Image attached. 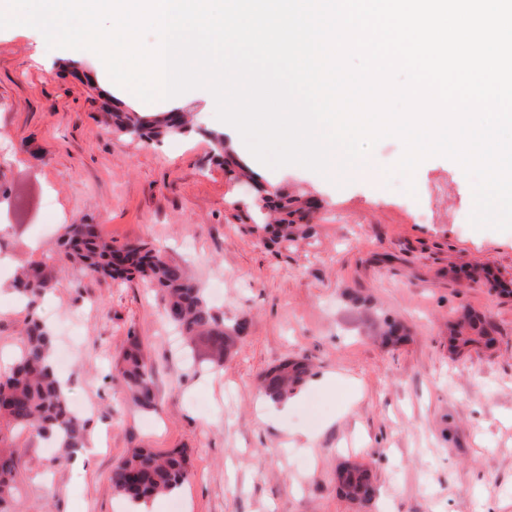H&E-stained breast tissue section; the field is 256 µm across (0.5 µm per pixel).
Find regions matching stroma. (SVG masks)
Instances as JSON below:
<instances>
[{
  "mask_svg": "<svg viewBox=\"0 0 512 512\" xmlns=\"http://www.w3.org/2000/svg\"><path fill=\"white\" fill-rule=\"evenodd\" d=\"M111 108L180 112L188 130L131 140L108 132ZM215 112L208 90L146 103L91 51L48 48L28 26L0 31V370L25 317L4 283L42 261L66 224L164 245L202 287L222 282L225 321H248L223 366L201 364L161 321V293L91 274L74 289L72 271L57 268L36 315L73 347L65 381L94 445L61 464L22 435L13 512H124L110 475L140 446L189 449L184 512H363L336 488L348 460L376 473L370 512H512V231L471 225L472 183L453 160L426 159L412 194L383 175L403 154L395 138L369 155L375 180L351 167L272 169ZM216 134L244 174L212 160ZM23 183L47 195L34 223L11 224ZM260 183L304 206L307 226L270 241L253 208ZM465 309L497 326L491 348L449 351L448 326ZM385 316L407 330L397 346L368 334ZM134 336L154 368V411L109 376ZM302 357L313 366L303 399L279 416L258 379ZM330 375L335 387L322 386Z\"/></svg>",
  "mask_w": 512,
  "mask_h": 512,
  "instance_id": "obj_1",
  "label": "stroma"
}]
</instances>
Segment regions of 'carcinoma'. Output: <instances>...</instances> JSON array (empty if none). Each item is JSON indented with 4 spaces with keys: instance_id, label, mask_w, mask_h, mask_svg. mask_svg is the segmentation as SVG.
<instances>
[{
    "instance_id": "1",
    "label": "carcinoma",
    "mask_w": 512,
    "mask_h": 512,
    "mask_svg": "<svg viewBox=\"0 0 512 512\" xmlns=\"http://www.w3.org/2000/svg\"><path fill=\"white\" fill-rule=\"evenodd\" d=\"M112 131L121 136L159 139L187 131L184 116L178 112L144 114L113 112ZM214 156L232 174L243 169L241 161L225 153L224 137L213 139ZM261 208L280 215L272 233L307 219L306 211L278 191L260 196ZM69 266L112 280L138 279L165 296L163 318L178 329L197 349L199 357L219 366L247 328V321H224L210 304L205 289L188 275L186 268L168 260L155 245L139 241L116 245L102 237L95 224L63 226L47 261L22 267L12 281V289L25 301L26 327L10 369L0 374V512H10L17 490L19 459L13 451V439L25 432L59 448V458L72 459L85 447L89 420L76 414L70 394L57 375L54 337L51 330L34 317L39 299L55 287L48 262ZM495 326L483 315L466 313L452 330L451 348L457 351L494 344ZM382 343L397 342L398 325L385 320L376 329ZM310 371L303 360H285L267 370L260 380L262 394L279 403L294 393ZM112 378L125 386L139 407L155 408L153 369L138 337L112 367ZM191 476V455L186 448L158 453L149 448L129 450L112 469L113 492L128 503L148 501L165 495L171 487L184 484ZM340 493L362 508L372 507L376 498L375 477L365 463H347L336 474Z\"/></svg>"
}]
</instances>
